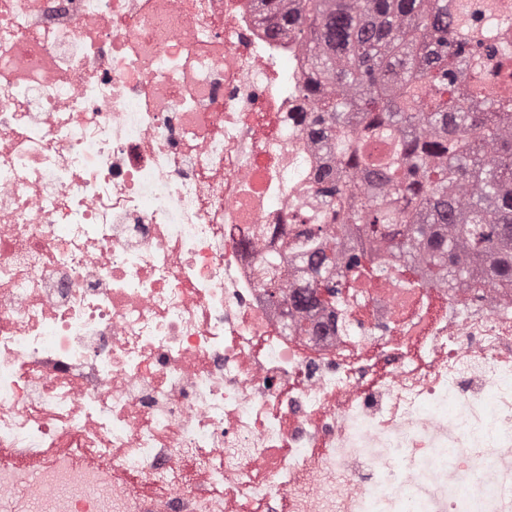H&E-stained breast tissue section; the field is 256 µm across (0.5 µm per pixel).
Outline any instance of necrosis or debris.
Masks as SVG:
<instances>
[{"mask_svg": "<svg viewBox=\"0 0 512 512\" xmlns=\"http://www.w3.org/2000/svg\"><path fill=\"white\" fill-rule=\"evenodd\" d=\"M261 12L0 0V512H512V285L270 302L334 154ZM261 261L264 264V279L263 286L267 288V292L269 293V297L271 301L277 302L280 296L282 295L281 288L282 285L280 283V271L278 269V264L267 257H262Z\"/></svg>", "mask_w": 512, "mask_h": 512, "instance_id": "necrosis-or-debris-1", "label": "necrosis or debris"}]
</instances>
